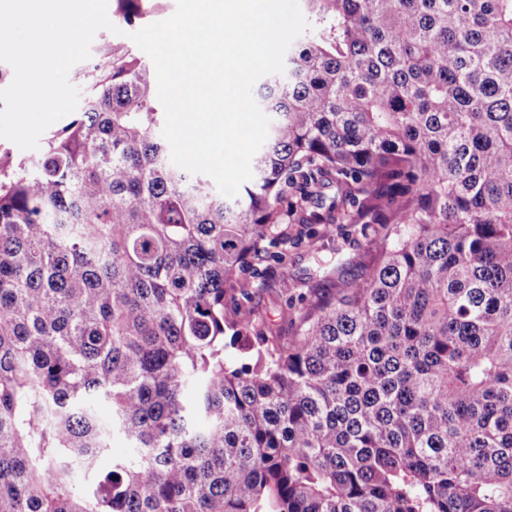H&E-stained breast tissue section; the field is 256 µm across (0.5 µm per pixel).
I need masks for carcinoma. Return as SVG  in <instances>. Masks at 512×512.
I'll return each mask as SVG.
<instances>
[{
    "instance_id": "1",
    "label": "carcinoma",
    "mask_w": 512,
    "mask_h": 512,
    "mask_svg": "<svg viewBox=\"0 0 512 512\" xmlns=\"http://www.w3.org/2000/svg\"><path fill=\"white\" fill-rule=\"evenodd\" d=\"M304 2L236 196L133 54L0 180V512H512V0ZM347 203L386 228L350 293L290 339L226 317L275 225Z\"/></svg>"
}]
</instances>
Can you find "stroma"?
Here are the masks:
<instances>
[{
    "label": "stroma",
    "mask_w": 512,
    "mask_h": 512,
    "mask_svg": "<svg viewBox=\"0 0 512 512\" xmlns=\"http://www.w3.org/2000/svg\"><path fill=\"white\" fill-rule=\"evenodd\" d=\"M176 0H109L108 15L114 31H99L88 60L69 72L70 82L88 92L114 56L138 53L130 35L137 29L169 18ZM286 260L262 262L258 273H241L248 297L229 294L226 310L251 311L255 322L272 335L294 336V321L284 319L287 309H305L312 304L349 291L375 260L373 243L384 232L380 224H288Z\"/></svg>",
    "instance_id": "obj_1"
}]
</instances>
